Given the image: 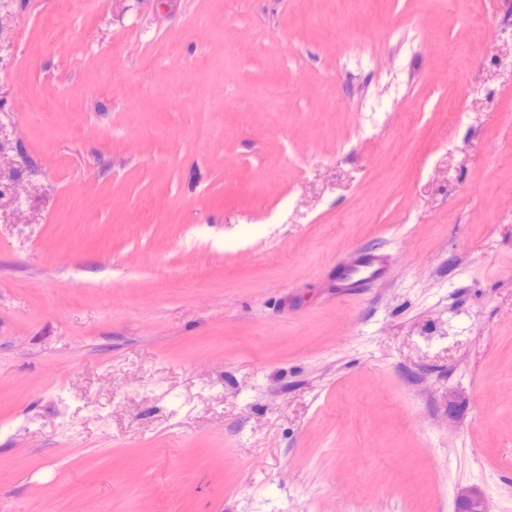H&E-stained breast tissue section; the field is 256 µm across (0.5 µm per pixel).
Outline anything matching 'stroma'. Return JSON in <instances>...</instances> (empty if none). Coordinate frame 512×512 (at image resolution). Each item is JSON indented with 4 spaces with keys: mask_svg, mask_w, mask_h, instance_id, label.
Masks as SVG:
<instances>
[{
    "mask_svg": "<svg viewBox=\"0 0 512 512\" xmlns=\"http://www.w3.org/2000/svg\"><path fill=\"white\" fill-rule=\"evenodd\" d=\"M0 131V512H512V0H0ZM388 270L387 256L379 251L358 254L347 264H337L334 274L336 294L350 297L356 295L372 282L385 276ZM456 512H488L485 498L476 486H460L455 493Z\"/></svg>",
    "mask_w": 512,
    "mask_h": 512,
    "instance_id": "obj_1",
    "label": "stroma"
}]
</instances>
